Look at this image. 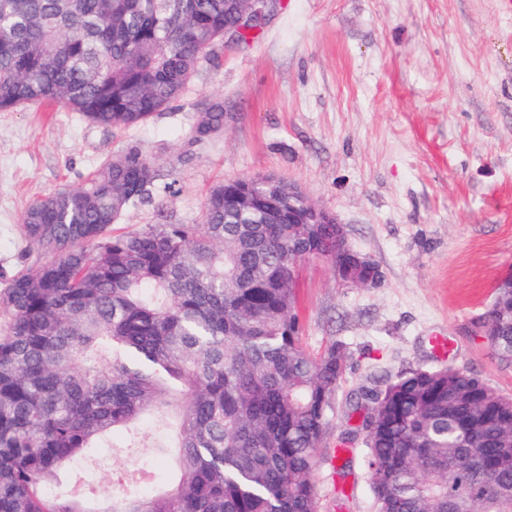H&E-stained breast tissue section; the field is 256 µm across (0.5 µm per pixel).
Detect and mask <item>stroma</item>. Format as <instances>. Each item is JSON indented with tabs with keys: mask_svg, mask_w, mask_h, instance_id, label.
<instances>
[{
	"mask_svg": "<svg viewBox=\"0 0 512 512\" xmlns=\"http://www.w3.org/2000/svg\"><path fill=\"white\" fill-rule=\"evenodd\" d=\"M169 109L125 130L77 113L0 112V294L37 249L26 207L76 188L104 159L139 146L171 183L119 222L197 224L217 182L272 175L301 187L345 225L350 245L382 272L345 284L324 259L302 262L296 294L303 343L348 352L314 479L332 499V451L346 399L409 369L452 364L512 394L472 322L512 270V12L502 0H280L262 33L215 46ZM224 103V133L189 141L201 103ZM446 336L451 347L432 346ZM151 421L113 437L84 471L93 488L148 465L156 486L168 448H137Z\"/></svg>",
	"mask_w": 512,
	"mask_h": 512,
	"instance_id": "obj_1",
	"label": "stroma"
}]
</instances>
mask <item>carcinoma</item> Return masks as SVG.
I'll list each match as a JSON object with an SVG mask.
<instances>
[{
  "label": "carcinoma",
  "mask_w": 512,
  "mask_h": 512,
  "mask_svg": "<svg viewBox=\"0 0 512 512\" xmlns=\"http://www.w3.org/2000/svg\"><path fill=\"white\" fill-rule=\"evenodd\" d=\"M233 0H0V112L43 106L106 127L145 124L185 91L237 27ZM224 132L211 101L189 131ZM161 179L136 147L77 188L33 200L23 234L45 260L0 297V512H321L316 450L346 361L303 346L298 263H336V225L247 224L235 181L208 192L200 224L115 228ZM512 365V288L474 320ZM179 403L176 480L125 469L97 492L78 470L143 415ZM377 512H512V396L444 365L350 400ZM336 509L352 473L334 472Z\"/></svg>",
  "instance_id": "obj_1"
}]
</instances>
